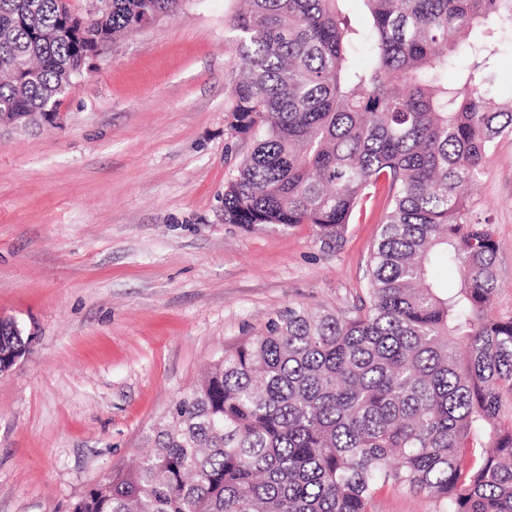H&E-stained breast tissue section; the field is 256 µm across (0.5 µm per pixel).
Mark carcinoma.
Listing matches in <instances>:
<instances>
[{"label": "carcinoma", "mask_w": 512, "mask_h": 512, "mask_svg": "<svg viewBox=\"0 0 512 512\" xmlns=\"http://www.w3.org/2000/svg\"><path fill=\"white\" fill-rule=\"evenodd\" d=\"M185 2L108 0L75 38L63 0H0V119L59 111L90 54ZM345 2L246 0L229 19L225 121L253 148L225 182L224 223L338 241L382 199L366 299L270 318L72 512H372L388 484L438 512H512V317L493 311L497 242L467 194L512 134V102L486 99V21L512 23V0H360L365 34ZM443 260L455 288L433 275ZM28 345L1 324L0 373Z\"/></svg>", "instance_id": "obj_1"}]
</instances>
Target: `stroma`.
<instances>
[{
	"instance_id": "obj_1",
	"label": "stroma",
	"mask_w": 512,
	"mask_h": 512,
	"mask_svg": "<svg viewBox=\"0 0 512 512\" xmlns=\"http://www.w3.org/2000/svg\"><path fill=\"white\" fill-rule=\"evenodd\" d=\"M235 0H188L120 38L62 99V127L0 129V318L30 344L0 373V512H71L147 452L173 401L288 307L330 311L367 288L376 215L336 245L309 225L224 221L248 139L225 107ZM492 102L512 100V27L492 21ZM469 194L498 243L496 313L512 315V137ZM372 512H436L391 485Z\"/></svg>"
}]
</instances>
